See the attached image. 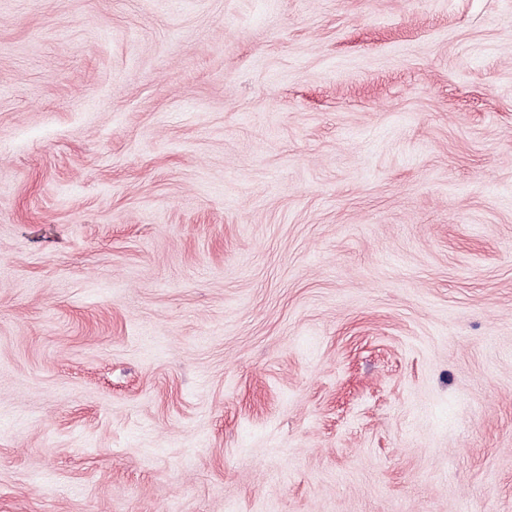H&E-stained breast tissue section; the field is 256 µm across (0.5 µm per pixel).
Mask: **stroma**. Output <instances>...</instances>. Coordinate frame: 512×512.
Here are the masks:
<instances>
[{"label":"stroma","mask_w":512,"mask_h":512,"mask_svg":"<svg viewBox=\"0 0 512 512\" xmlns=\"http://www.w3.org/2000/svg\"><path fill=\"white\" fill-rule=\"evenodd\" d=\"M0 512H512V0H0Z\"/></svg>","instance_id":"obj_1"}]
</instances>
